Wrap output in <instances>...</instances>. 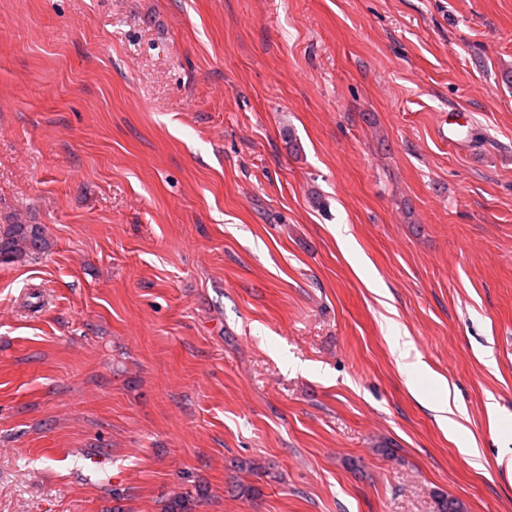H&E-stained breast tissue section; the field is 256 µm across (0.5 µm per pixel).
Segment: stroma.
I'll return each instance as SVG.
<instances>
[{
    "mask_svg": "<svg viewBox=\"0 0 512 512\" xmlns=\"http://www.w3.org/2000/svg\"><path fill=\"white\" fill-rule=\"evenodd\" d=\"M6 224L0 512H512V0H0ZM42 240L43 229L38 224H7L0 228V260L26 254Z\"/></svg>",
    "mask_w": 512,
    "mask_h": 512,
    "instance_id": "stroma-1",
    "label": "stroma"
}]
</instances>
